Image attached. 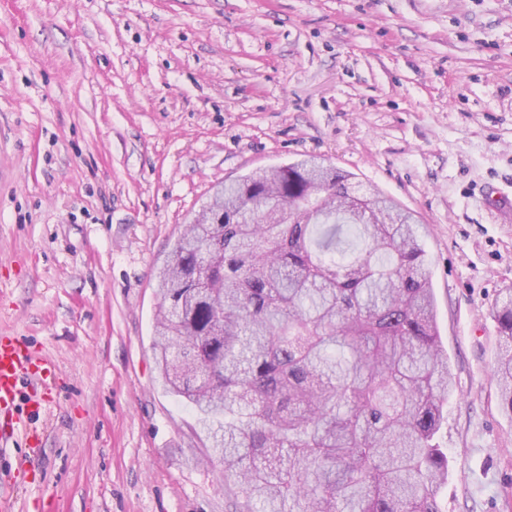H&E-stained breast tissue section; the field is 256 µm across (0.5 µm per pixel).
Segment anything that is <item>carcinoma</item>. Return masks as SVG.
I'll return each mask as SVG.
<instances>
[{"label":"carcinoma","instance_id":"1","mask_svg":"<svg viewBox=\"0 0 512 512\" xmlns=\"http://www.w3.org/2000/svg\"><path fill=\"white\" fill-rule=\"evenodd\" d=\"M158 272V365L232 512H441L453 390L420 224L314 159L218 186ZM492 317L512 414V287Z\"/></svg>","mask_w":512,"mask_h":512}]
</instances>
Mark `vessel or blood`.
Masks as SVG:
<instances>
[{
	"label": "vessel or blood",
	"mask_w": 512,
	"mask_h": 512,
	"mask_svg": "<svg viewBox=\"0 0 512 512\" xmlns=\"http://www.w3.org/2000/svg\"><path fill=\"white\" fill-rule=\"evenodd\" d=\"M482 200L503 221L512 220V193L489 188ZM55 385L54 368L48 359L35 355L22 338L0 336V429L15 426L17 403H25L33 415L44 411Z\"/></svg>",
	"instance_id": "b4317fda"
}]
</instances>
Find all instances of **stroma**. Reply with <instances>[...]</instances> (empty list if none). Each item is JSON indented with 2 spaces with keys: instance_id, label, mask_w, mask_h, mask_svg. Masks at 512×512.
Wrapping results in <instances>:
<instances>
[{
  "instance_id": "1",
  "label": "stroma",
  "mask_w": 512,
  "mask_h": 512,
  "mask_svg": "<svg viewBox=\"0 0 512 512\" xmlns=\"http://www.w3.org/2000/svg\"><path fill=\"white\" fill-rule=\"evenodd\" d=\"M316 156L426 227L455 390L441 512H512L491 312L512 285V0H0V336L61 389L0 443L23 512H227L154 348L157 273L229 178ZM482 200L485 204L490 205L503 221L510 222L512 220V194L510 192L489 187L484 191Z\"/></svg>"
}]
</instances>
